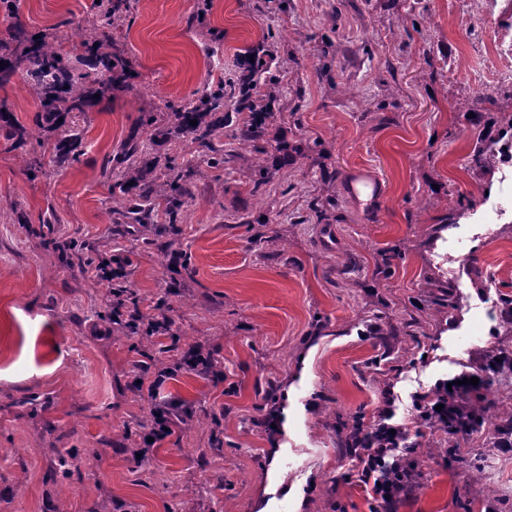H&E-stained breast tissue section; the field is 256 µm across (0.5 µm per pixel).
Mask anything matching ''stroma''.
<instances>
[{"label": "stroma", "instance_id": "obj_1", "mask_svg": "<svg viewBox=\"0 0 512 512\" xmlns=\"http://www.w3.org/2000/svg\"><path fill=\"white\" fill-rule=\"evenodd\" d=\"M92 3L16 0L0 39H78ZM130 4L111 45L70 61L90 100L66 169L43 153L57 133L32 78L0 84V512H373L353 422L388 394L408 421L415 394L512 356V162L472 156L483 114L512 116V0H212L202 20L201 0ZM261 44L273 149L210 168L209 147L167 135L172 114L209 79L238 82ZM132 133L143 182L188 166L193 198L130 236L103 165ZM357 170L378 200L349 195ZM116 253L141 312L162 300L174 350L112 323L110 283L83 267ZM196 345L216 367L166 382L189 418L138 461L135 379ZM489 392L495 435L425 431L396 512H512V371Z\"/></svg>", "mask_w": 512, "mask_h": 512}]
</instances>
